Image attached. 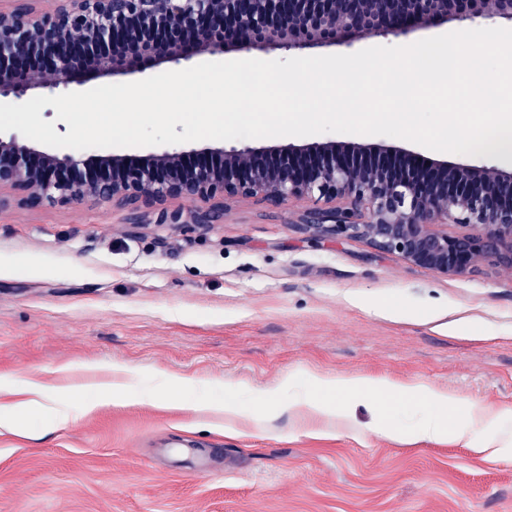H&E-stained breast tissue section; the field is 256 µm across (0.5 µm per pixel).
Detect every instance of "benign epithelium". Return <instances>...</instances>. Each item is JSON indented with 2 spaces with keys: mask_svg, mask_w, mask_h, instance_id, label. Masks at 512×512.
I'll return each instance as SVG.
<instances>
[{
  "mask_svg": "<svg viewBox=\"0 0 512 512\" xmlns=\"http://www.w3.org/2000/svg\"><path fill=\"white\" fill-rule=\"evenodd\" d=\"M0 0V98L50 95L105 75H125L197 56L392 36L478 18L512 23V0ZM327 141L260 148L164 151L81 160L0 136V209L17 203H110L133 224L205 232L231 202L279 206L310 200L296 219L315 237L364 238L379 252L446 276L481 260L512 265V172L426 159L418 153H343ZM197 202L186 209L178 202ZM466 227L450 235L448 219Z\"/></svg>",
  "mask_w": 512,
  "mask_h": 512,
  "instance_id": "obj_1",
  "label": "benign epithelium"
}]
</instances>
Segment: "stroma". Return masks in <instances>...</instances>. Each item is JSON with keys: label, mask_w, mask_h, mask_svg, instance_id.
Returning a JSON list of instances; mask_svg holds the SVG:
<instances>
[{"label": "stroma", "mask_w": 512, "mask_h": 512, "mask_svg": "<svg viewBox=\"0 0 512 512\" xmlns=\"http://www.w3.org/2000/svg\"><path fill=\"white\" fill-rule=\"evenodd\" d=\"M308 201L233 203L203 233L110 204L0 210V375L51 392L125 369L140 399L0 426V512H512V458L400 444L391 398L305 435L297 372L386 375L512 408V267L445 276L360 238H316ZM187 380L185 392L165 381ZM195 397L239 408L209 429Z\"/></svg>", "instance_id": "obj_1"}]
</instances>
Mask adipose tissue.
<instances>
[{
    "label": "adipose tissue",
    "instance_id": "1",
    "mask_svg": "<svg viewBox=\"0 0 512 512\" xmlns=\"http://www.w3.org/2000/svg\"><path fill=\"white\" fill-rule=\"evenodd\" d=\"M314 389L302 406L308 414L349 418L360 402L372 403L381 397L419 399L427 403L428 414L418 423L413 434L405 436L387 422H380L379 432L396 442H443L453 440L476 453L494 457L507 455L508 450L498 441L477 439L478 431L495 428L512 419V408H497L465 401L453 392L431 386L402 384L388 377L336 376L311 378ZM337 395L339 404L329 402V395ZM71 397L85 398L89 404H121L131 399L125 371L115 368L110 381L72 387Z\"/></svg>",
    "mask_w": 512,
    "mask_h": 512
}]
</instances>
